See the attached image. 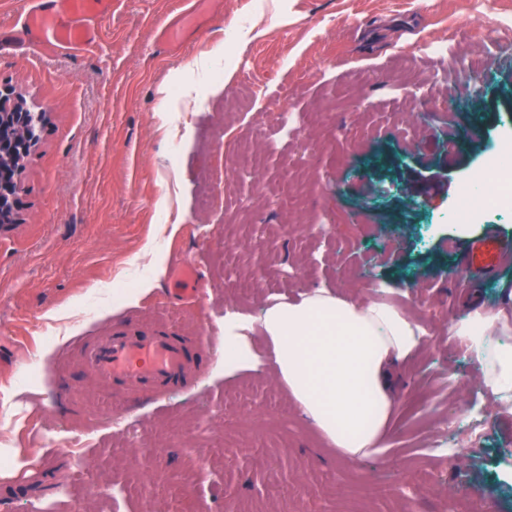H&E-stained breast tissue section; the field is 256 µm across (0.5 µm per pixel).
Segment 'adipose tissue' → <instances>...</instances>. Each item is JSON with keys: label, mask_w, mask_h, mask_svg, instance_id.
<instances>
[{"label": "adipose tissue", "mask_w": 512, "mask_h": 512, "mask_svg": "<svg viewBox=\"0 0 512 512\" xmlns=\"http://www.w3.org/2000/svg\"><path fill=\"white\" fill-rule=\"evenodd\" d=\"M371 286L365 296L307 288L280 297L261 317L224 314L225 377L266 365L296 412L337 457L361 461L385 448L398 400L402 364L427 331ZM262 331L264 347L253 334ZM479 363L482 382L500 407L512 412V310L472 300L448 327Z\"/></svg>", "instance_id": "1"}]
</instances>
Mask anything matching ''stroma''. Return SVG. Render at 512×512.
Segmentation results:
<instances>
[{
    "label": "stroma",
    "mask_w": 512,
    "mask_h": 512,
    "mask_svg": "<svg viewBox=\"0 0 512 512\" xmlns=\"http://www.w3.org/2000/svg\"><path fill=\"white\" fill-rule=\"evenodd\" d=\"M179 2L114 0L86 52L0 55L45 114L0 233V458L19 473L0 512H512V414L448 332L459 248L512 239V204L448 220L512 137V0ZM172 23L182 43L159 44ZM461 66L482 82L461 89ZM186 260L195 298L166 288ZM374 281L429 333L377 458H336L267 367L123 396L82 358L129 322L194 344L226 310Z\"/></svg>",
    "instance_id": "obj_1"
}]
</instances>
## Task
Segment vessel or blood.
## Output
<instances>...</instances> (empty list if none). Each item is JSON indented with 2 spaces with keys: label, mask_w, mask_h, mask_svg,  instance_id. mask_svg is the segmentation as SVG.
<instances>
[{
  "label": "vessel or blood",
  "mask_w": 512,
  "mask_h": 512,
  "mask_svg": "<svg viewBox=\"0 0 512 512\" xmlns=\"http://www.w3.org/2000/svg\"><path fill=\"white\" fill-rule=\"evenodd\" d=\"M111 4L112 0H26L21 20L0 25V52L36 48L60 55L89 50L97 43L98 24ZM464 265L475 276L495 275L512 265V243L488 232L467 245ZM212 345L211 337H202L194 353L174 330L123 326L87 345L84 359L113 392L163 393L185 385L189 370L203 366Z\"/></svg>",
  "instance_id": "b4317fda"
}]
</instances>
